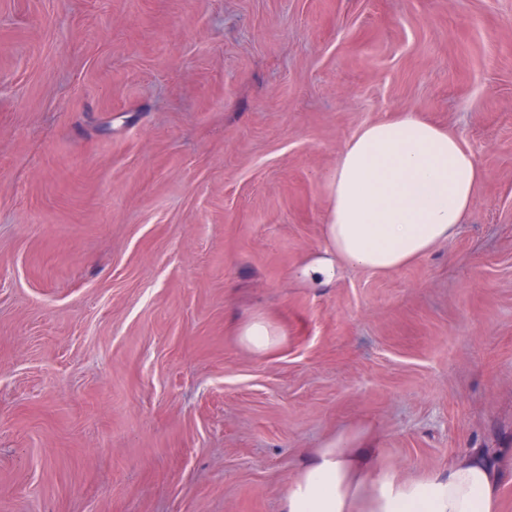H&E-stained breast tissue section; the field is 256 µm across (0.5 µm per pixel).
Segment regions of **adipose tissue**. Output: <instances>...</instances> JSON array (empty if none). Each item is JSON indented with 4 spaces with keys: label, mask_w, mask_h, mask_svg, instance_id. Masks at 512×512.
<instances>
[{
    "label": "adipose tissue",
    "mask_w": 512,
    "mask_h": 512,
    "mask_svg": "<svg viewBox=\"0 0 512 512\" xmlns=\"http://www.w3.org/2000/svg\"><path fill=\"white\" fill-rule=\"evenodd\" d=\"M480 181L473 155L433 123L403 113L365 126L329 178V251L375 271L422 258L460 231ZM498 485L479 451L426 479H401L361 437L341 435L312 453L281 512H496Z\"/></svg>",
    "instance_id": "obj_1"
}]
</instances>
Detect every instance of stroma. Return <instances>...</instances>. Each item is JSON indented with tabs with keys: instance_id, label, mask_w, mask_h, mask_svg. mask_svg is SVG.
<instances>
[{
	"instance_id": "obj_1",
	"label": "stroma",
	"mask_w": 512,
	"mask_h": 512,
	"mask_svg": "<svg viewBox=\"0 0 512 512\" xmlns=\"http://www.w3.org/2000/svg\"><path fill=\"white\" fill-rule=\"evenodd\" d=\"M404 112L472 214L313 284L342 148ZM341 434L485 449L512 512V0H0V512H280ZM241 341L258 354H264L281 343V336L272 324L262 317L244 323L240 330Z\"/></svg>"
}]
</instances>
